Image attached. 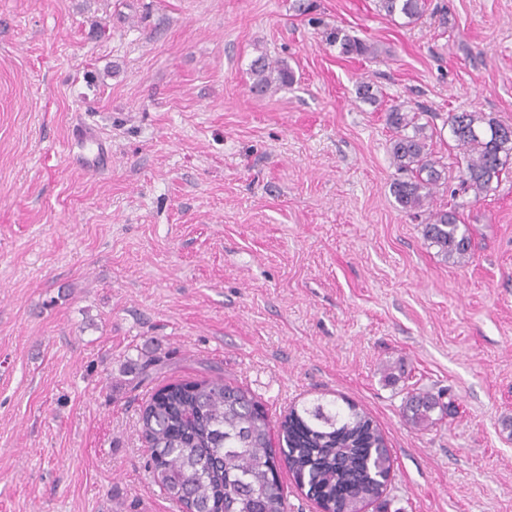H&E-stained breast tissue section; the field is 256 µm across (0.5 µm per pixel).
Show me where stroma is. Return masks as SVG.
Segmentation results:
<instances>
[{
    "label": "stroma",
    "mask_w": 512,
    "mask_h": 512,
    "mask_svg": "<svg viewBox=\"0 0 512 512\" xmlns=\"http://www.w3.org/2000/svg\"><path fill=\"white\" fill-rule=\"evenodd\" d=\"M309 2L0 0V512H179L140 410L214 375L275 424L369 413L392 467L368 512H512V167L439 190L472 241L447 261L390 192L385 123L434 113L448 164L449 113L512 124V0H429L413 24ZM262 53L291 86L251 92ZM81 121L107 168L72 158ZM416 389L450 408L427 430L403 416Z\"/></svg>",
    "instance_id": "1"
}]
</instances>
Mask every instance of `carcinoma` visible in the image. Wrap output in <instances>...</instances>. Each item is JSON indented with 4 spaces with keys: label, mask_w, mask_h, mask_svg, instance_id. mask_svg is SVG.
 Listing matches in <instances>:
<instances>
[{
    "label": "carcinoma",
    "mask_w": 512,
    "mask_h": 512,
    "mask_svg": "<svg viewBox=\"0 0 512 512\" xmlns=\"http://www.w3.org/2000/svg\"><path fill=\"white\" fill-rule=\"evenodd\" d=\"M378 11L407 23L418 21L428 0H376ZM251 89L267 93L287 87L294 74L260 54L251 61ZM394 131L392 164L407 174L390 191L406 213L428 212L424 236L445 259H461L470 250L458 212L431 208L448 166L427 148L426 126L402 104L386 110ZM460 183L480 194L499 180L512 161V125L483 112H452L446 119ZM448 407L427 392L406 402V420L418 427L435 423V411ZM140 429L150 451L147 464L155 484L182 512H287L279 479L284 461L296 485L316 497L323 512H363L386 491L391 455L374 421L355 405L334 403L293 408L280 422L281 457L272 448V426L262 404L249 390L222 376L167 384L140 411Z\"/></svg>",
    "instance_id": "cac0c4a2"
}]
</instances>
